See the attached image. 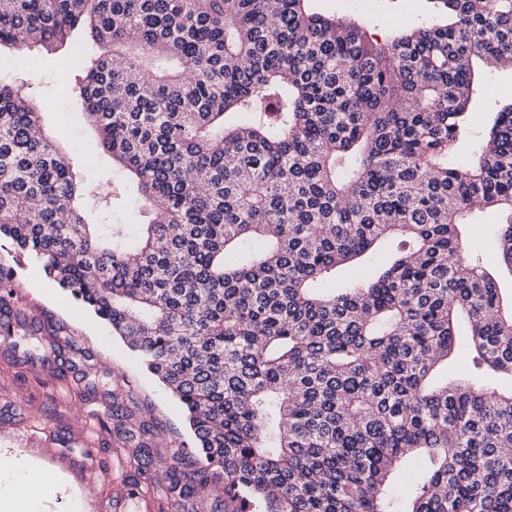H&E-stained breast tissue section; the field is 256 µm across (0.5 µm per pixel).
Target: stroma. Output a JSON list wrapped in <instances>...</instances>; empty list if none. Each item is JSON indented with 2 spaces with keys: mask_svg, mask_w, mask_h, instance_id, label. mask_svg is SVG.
<instances>
[{
  "mask_svg": "<svg viewBox=\"0 0 512 512\" xmlns=\"http://www.w3.org/2000/svg\"><path fill=\"white\" fill-rule=\"evenodd\" d=\"M316 9L364 26L379 41L399 29L431 23L424 0H313ZM28 79L42 109L44 127H67L73 134L63 148L74 167L106 180L112 175L109 158L101 155L93 133L86 129L73 72L70 49L49 53L30 51L20 58L0 52V78ZM481 111L469 131V146L477 148L492 112L512 100V70L492 69L482 75ZM473 234L465 241L466 257L486 268L498 264L501 216L485 210L475 217ZM9 301L25 312L31 325L62 326V336L19 331L21 348L49 354V365L22 363L12 348L0 344V477L26 466L58 474L59 483L40 512H119L113 496L133 486L140 499L134 512H175L165 490L163 460L189 445L191 434L175 398L143 367L140 359L109 328L71 300L40 265L28 258L16 268ZM121 388L123 404L135 421L154 427V462L139 474L129 459V443L117 429L104 393ZM86 499H77L80 490Z\"/></svg>",
  "mask_w": 512,
  "mask_h": 512,
  "instance_id": "1",
  "label": "stroma"
}]
</instances>
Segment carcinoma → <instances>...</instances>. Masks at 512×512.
<instances>
[{"instance_id":"cac0c4a2","label":"carcinoma","mask_w":512,"mask_h":512,"mask_svg":"<svg viewBox=\"0 0 512 512\" xmlns=\"http://www.w3.org/2000/svg\"><path fill=\"white\" fill-rule=\"evenodd\" d=\"M310 0H0V49L101 53L79 95L117 175L80 180L26 80L0 82V239L112 327L184 410L177 499L224 512H512V304L461 253L508 213L512 102L479 154L474 83L512 70V0H436L389 43ZM136 199L139 224H92ZM389 262L320 287L379 244ZM15 271L0 263V306ZM469 325L466 377L437 372ZM137 444L138 470L152 462Z\"/></svg>"}]
</instances>
